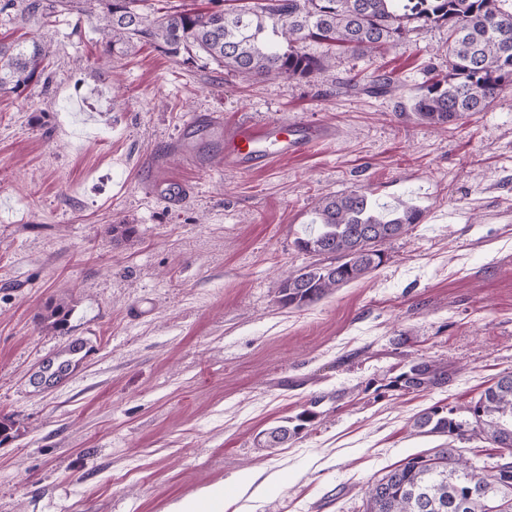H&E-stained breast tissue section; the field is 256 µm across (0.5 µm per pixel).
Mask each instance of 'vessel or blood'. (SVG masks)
Instances as JSON below:
<instances>
[{"label":"vessel or blood","instance_id":"1","mask_svg":"<svg viewBox=\"0 0 512 512\" xmlns=\"http://www.w3.org/2000/svg\"><path fill=\"white\" fill-rule=\"evenodd\" d=\"M191 126H205L224 139V162L232 168L265 165L273 160L297 156L314 144L330 139L331 133L321 126H300L285 122L242 123L231 127L224 116L208 112L192 118Z\"/></svg>","mask_w":512,"mask_h":512}]
</instances>
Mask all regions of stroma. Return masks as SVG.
Wrapping results in <instances>:
<instances>
[{
    "mask_svg": "<svg viewBox=\"0 0 512 512\" xmlns=\"http://www.w3.org/2000/svg\"><path fill=\"white\" fill-rule=\"evenodd\" d=\"M51 51L49 81L0 91V512H165L201 487L258 473L260 496L230 486L226 512H364L366 492L416 454L498 451L473 432H417L438 405L467 408L512 372V87L463 125L409 106L444 77L447 27L414 21L396 45L308 52L333 68L308 79L242 82L204 55L144 45L99 63L87 16L51 22L9 9L0 41ZM394 77L384 96L360 92ZM326 125L334 140L260 167L224 165L202 133L207 170L154 156L192 115ZM180 181L178 207L163 194ZM370 188L425 213L385 245V264L303 309L280 281L309 260L295 245L322 195ZM138 236L113 242L111 224ZM65 299L70 331L44 323ZM74 338L89 352L65 381L33 382ZM448 366L444 389L392 382L417 358ZM322 396L311 426L280 448L255 435Z\"/></svg>",
    "mask_w": 512,
    "mask_h": 512,
    "instance_id": "stroma-1",
    "label": "stroma"
}]
</instances>
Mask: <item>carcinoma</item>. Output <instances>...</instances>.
I'll return each mask as SVG.
<instances>
[{
  "instance_id": "cac0c4a2",
  "label": "carcinoma",
  "mask_w": 512,
  "mask_h": 512,
  "mask_svg": "<svg viewBox=\"0 0 512 512\" xmlns=\"http://www.w3.org/2000/svg\"><path fill=\"white\" fill-rule=\"evenodd\" d=\"M96 19L103 54L153 45L171 58L203 54L244 81L310 78L330 61L306 51V43L340 45L361 54L402 40L413 20L448 27V76L414 99L412 112L422 121L445 127L486 111L512 85V0H209L206 11L182 9L146 13L143 0H57ZM49 48L37 41L0 42V89L19 91L45 75ZM396 90L392 77L377 75L365 85L369 94ZM423 212L406 202L390 207L366 188L322 197L311 227L296 246L314 257L281 280L279 303L304 308L350 283L367 277L385 262L383 246L421 223ZM112 240L128 242L133 224H111ZM327 256L325 263L319 257ZM43 320L67 330L71 308L50 300ZM84 342L70 341L60 357L46 362L37 385L52 388L80 364ZM448 365L416 361L396 380L406 391L442 389ZM322 397L293 419L258 433L265 448H279L313 421ZM483 435L503 449L496 460L479 455L463 459L455 448H437L409 457L371 485L365 512H489L487 486L512 512V373L500 377L468 407ZM415 425L425 433L461 436L464 424L438 406L423 411Z\"/></svg>"
}]
</instances>
